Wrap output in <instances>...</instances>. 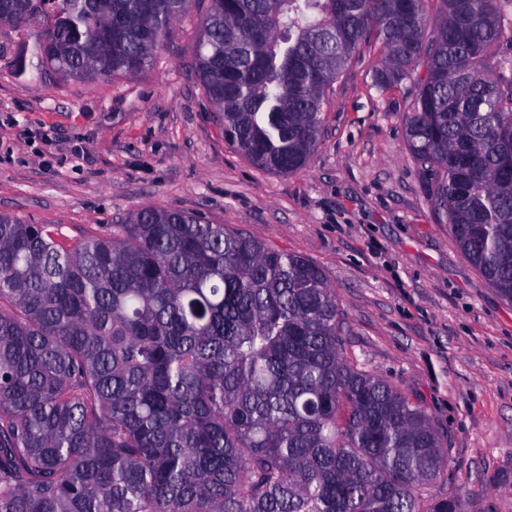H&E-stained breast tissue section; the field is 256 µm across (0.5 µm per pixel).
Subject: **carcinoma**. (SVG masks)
Listing matches in <instances>:
<instances>
[{
  "mask_svg": "<svg viewBox=\"0 0 512 512\" xmlns=\"http://www.w3.org/2000/svg\"><path fill=\"white\" fill-rule=\"evenodd\" d=\"M192 0H0L38 62L138 73ZM211 0L194 47L228 141L305 168L331 84L384 50L419 66L407 147L437 222L512 300V22L501 0ZM434 37L424 42L426 28ZM336 291L303 256L143 207L71 247L0 213V512H462L424 412L344 355Z\"/></svg>",
  "mask_w": 512,
  "mask_h": 512,
  "instance_id": "cac0c4a2",
  "label": "carcinoma"
}]
</instances>
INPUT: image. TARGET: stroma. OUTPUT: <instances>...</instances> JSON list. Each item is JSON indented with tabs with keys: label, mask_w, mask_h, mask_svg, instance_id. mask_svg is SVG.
<instances>
[{
	"label": "stroma",
	"mask_w": 512,
	"mask_h": 512,
	"mask_svg": "<svg viewBox=\"0 0 512 512\" xmlns=\"http://www.w3.org/2000/svg\"><path fill=\"white\" fill-rule=\"evenodd\" d=\"M208 9L193 0L135 76L93 81L21 73L32 32L0 26V213L75 245L151 206L308 258L347 314L346 356L439 431L464 512H512V302L435 221L405 142L413 80L378 90L380 49L361 46L325 98L309 166L262 170L225 140L199 79Z\"/></svg>",
	"instance_id": "35a3bbf8"
}]
</instances>
